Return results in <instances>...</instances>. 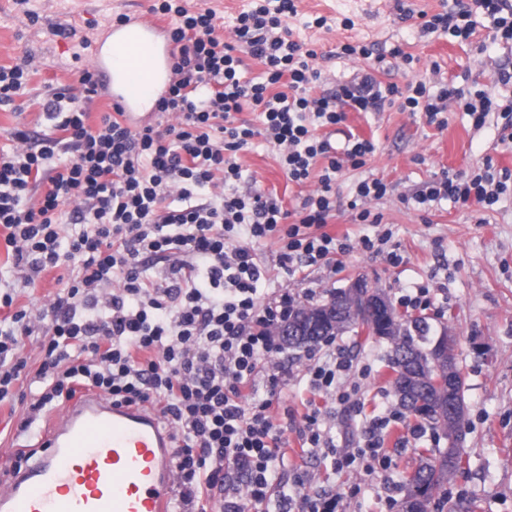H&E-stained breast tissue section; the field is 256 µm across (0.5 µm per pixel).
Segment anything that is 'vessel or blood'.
Masks as SVG:
<instances>
[{"label": "vessel or blood", "instance_id": "vessel-or-blood-1", "mask_svg": "<svg viewBox=\"0 0 512 512\" xmlns=\"http://www.w3.org/2000/svg\"><path fill=\"white\" fill-rule=\"evenodd\" d=\"M164 63L175 46L160 20L134 19ZM90 64L105 86L118 76L100 48ZM175 434L153 408L98 392L72 400L38 442L39 454L0 485V512H172Z\"/></svg>", "mask_w": 512, "mask_h": 512}]
</instances>
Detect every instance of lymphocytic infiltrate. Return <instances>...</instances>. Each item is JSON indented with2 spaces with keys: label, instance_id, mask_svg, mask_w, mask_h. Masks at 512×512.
Instances as JSON below:
<instances>
[{
  "label": "lymphocytic infiltrate",
  "instance_id": "obj_1",
  "mask_svg": "<svg viewBox=\"0 0 512 512\" xmlns=\"http://www.w3.org/2000/svg\"><path fill=\"white\" fill-rule=\"evenodd\" d=\"M149 11L168 18L167 37L176 46L155 122L133 128L105 112L89 124L100 83L85 66L72 84L48 94L43 109L51 133L13 128L10 151L0 152V228L14 268L29 287L44 271L67 273L36 314L14 309L12 293H0V402L17 399V382H39L20 424L25 432L80 387L117 403L153 406L175 432L179 512H208L213 503L222 512H244L245 504L269 503L272 468L285 445L271 413L279 376L270 360L282 349L272 328L294 302L287 293L273 302L261 298L264 271L251 245L276 239L278 263L292 276L335 264L352 246L326 230L336 218L332 184L375 152L372 141L356 136L334 147L317 128L342 123L350 111L387 106L421 113L442 128L453 104L481 127L498 104L481 90L469 98L444 83L433 93L422 81L384 85L370 74L316 94L318 53L282 26L295 0L240 13L230 42L212 8L154 0ZM481 14L512 44V0L461 2L425 20L421 31L465 41ZM250 58L265 68L260 79L243 76ZM40 67L31 54L0 65V107L26 95ZM247 107L257 123L241 119ZM258 138L278 148L289 181L317 176L318 189L300 209L257 190L233 191L241 178L235 157ZM511 186L512 171L496 170L489 156L477 173L428 182L413 201L424 212L448 199L484 207ZM158 264L163 276L156 279L149 270ZM33 335L41 356L35 367L24 353ZM325 345L307 356L310 390L364 414L365 427L358 447H337L311 402L297 428L302 447L322 450L340 472L388 468L389 417L365 415L353 358L334 340ZM236 471L246 476L243 504L230 481ZM309 482L297 471L292 512H344L343 496L307 493Z\"/></svg>",
  "mask_w": 512,
  "mask_h": 512
}]
</instances>
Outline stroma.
<instances>
[{"mask_svg": "<svg viewBox=\"0 0 512 512\" xmlns=\"http://www.w3.org/2000/svg\"><path fill=\"white\" fill-rule=\"evenodd\" d=\"M148 0H30L31 9L42 16L38 26L27 28L14 0H0V65L12 64L24 52L35 53L44 65L32 77L24 98V112L0 110V147H9V132L17 126L42 133L46 122L40 101L49 90L73 80L79 52L78 37L101 41L115 15L147 16ZM298 13L287 20L296 39L313 44L320 55L318 66L323 92L334 90L370 70V61L340 57L336 49L344 43H362L374 48L402 46L417 57L414 69L402 60L387 59L377 78L382 83L406 85L412 80H443L455 85L472 80L476 89L494 94L498 88L493 74L498 66L512 68V46L494 40L490 29H478L465 43L445 37L421 36L415 20H401L396 0H298ZM327 19L325 27L313 26L314 17ZM76 29L77 38L56 35V28ZM445 128L427 124L421 114L391 107L382 112H347L345 122L321 128L331 144L343 146L349 135L374 143L376 150L367 165L339 173L333 186L337 218L328 230L348 236L353 251L339 256L335 267L312 266L297 277H288L277 261L275 239L255 243L258 262L267 270L260 295L271 299L289 292L297 302L312 305L330 293L347 287L357 278L372 289L383 290L391 300L429 291L431 304L420 308H399L401 316L427 318L431 338L442 331L455 336L454 354L464 381L467 430L462 465L448 484L447 500L437 501L431 512H455L457 499L474 502V512H512V189L488 207L461 208L450 202L434 205L430 212L408 204L409 196L443 172L464 175L482 167L486 157L497 166L512 170V148L498 142L502 120L490 115L482 129H474L465 113L451 107ZM237 162L243 178L239 191L259 190L276 197L285 208L300 207L318 187L317 178L303 183L288 181L278 162V151L263 140L240 152ZM380 178L392 191L379 200L367 201V208L381 213V227L356 224L350 218L349 203L359 181ZM391 231L386 250L371 254L359 248V241L375 236L377 229ZM401 261L391 264L388 252ZM336 343L368 366L362 382L366 414H385L397 406L391 394L394 372L388 355L391 344L367 335L365 329L345 331ZM281 373L280 403L275 407L284 430L285 456L273 478L272 502L293 492L292 475L306 470L310 490H332L345 494L347 512H401L388 508L385 484L404 485L422 459L447 447L442 432L436 431L398 447V440L412 415L391 424L386 449L392 464L386 471L370 476L363 470L335 472L329 460L315 449L301 450L296 429L305 413L308 361L302 349L284 348L272 360ZM26 414L21 403H0V481L7 465L20 451L17 427ZM360 486L356 498H348L352 486Z\"/></svg>", "mask_w": 512, "mask_h": 512, "instance_id": "1", "label": "stroma"}]
</instances>
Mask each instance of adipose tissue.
I'll return each mask as SVG.
<instances>
[{"instance_id": "obj_1", "label": "adipose tissue", "mask_w": 512, "mask_h": 512, "mask_svg": "<svg viewBox=\"0 0 512 512\" xmlns=\"http://www.w3.org/2000/svg\"><path fill=\"white\" fill-rule=\"evenodd\" d=\"M126 38L123 53L113 60L114 67L125 74L116 91L131 101L136 111L147 112L154 107L162 83L161 69L154 62L156 49L144 41L138 29H128Z\"/></svg>"}]
</instances>
